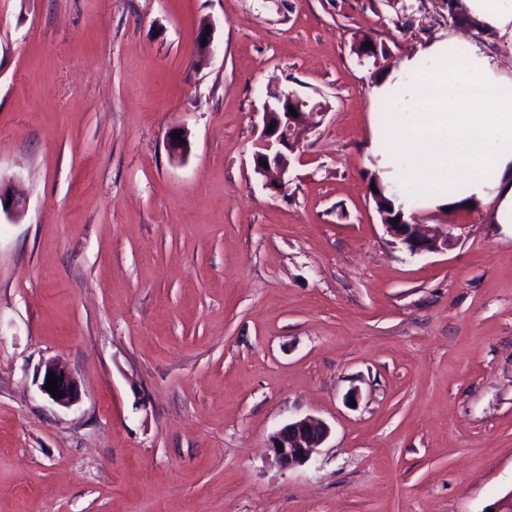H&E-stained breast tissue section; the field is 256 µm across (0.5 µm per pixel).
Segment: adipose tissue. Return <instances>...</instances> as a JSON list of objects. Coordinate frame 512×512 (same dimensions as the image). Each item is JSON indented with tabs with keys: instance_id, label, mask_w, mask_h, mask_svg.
I'll list each match as a JSON object with an SVG mask.
<instances>
[{
	"instance_id": "1",
	"label": "adipose tissue",
	"mask_w": 512,
	"mask_h": 512,
	"mask_svg": "<svg viewBox=\"0 0 512 512\" xmlns=\"http://www.w3.org/2000/svg\"><path fill=\"white\" fill-rule=\"evenodd\" d=\"M479 27L512 37V0H461ZM429 70H422L421 59ZM380 101L374 139L383 143L381 183L400 181L404 216L418 202L452 207L496 199L490 219L512 224V72L481 42L449 38L405 59L370 88Z\"/></svg>"
}]
</instances>
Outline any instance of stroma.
Listing matches in <instances>:
<instances>
[{"instance_id":"obj_1","label":"stroma","mask_w":512,"mask_h":512,"mask_svg":"<svg viewBox=\"0 0 512 512\" xmlns=\"http://www.w3.org/2000/svg\"><path fill=\"white\" fill-rule=\"evenodd\" d=\"M214 55L198 65V33ZM445 0H0V512H485L512 490V227L371 193L376 79ZM368 37L380 63L360 62ZM318 102L281 193L271 91ZM184 129L187 156L167 134ZM79 386L41 391L44 364ZM331 433L283 468L272 433ZM49 372H54L58 377L57 387L62 393V398H56V395L47 391L46 382ZM40 389L54 404L63 408L71 407L79 398L78 387L72 375L62 366L52 362L45 365ZM329 435L330 427L321 419H294L272 434L270 448L279 466L303 465L313 459ZM276 442L282 444L283 451H279Z\"/></svg>"}]
</instances>
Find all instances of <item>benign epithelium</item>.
<instances>
[{"mask_svg": "<svg viewBox=\"0 0 512 512\" xmlns=\"http://www.w3.org/2000/svg\"><path fill=\"white\" fill-rule=\"evenodd\" d=\"M271 101L264 105L262 129L255 142L252 154L253 171L263 182V186L279 192L286 186V179L292 156L299 151L298 135L307 126L313 111L321 108L318 103L299 96L293 91H273ZM294 108L297 116L289 114ZM181 140L168 137V148L172 156L181 158L189 152L188 133L180 131ZM267 165H262V162ZM15 217L23 214L21 198L11 193L9 185L0 182V211ZM381 223L386 233L403 244L412 255L440 253L454 245L452 234L437 224L430 227L415 221L402 219L398 222H387V214L380 213ZM58 377V398L46 389L48 373ZM40 389L56 405L69 408L79 398L77 384L72 375L56 363L45 365ZM330 435L329 425L321 419L309 417L294 419L271 436V450L276 463L285 468L304 465L311 461Z\"/></svg>", "mask_w": 512, "mask_h": 512, "instance_id": "benign-epithelium-1", "label": "benign epithelium"}]
</instances>
